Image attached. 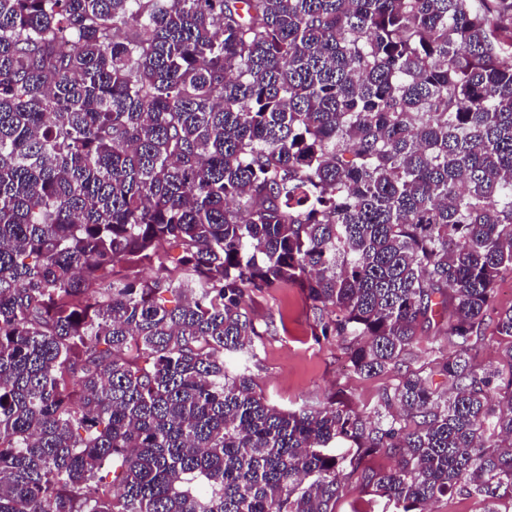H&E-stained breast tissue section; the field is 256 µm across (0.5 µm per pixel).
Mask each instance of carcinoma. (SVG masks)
Masks as SVG:
<instances>
[{
  "mask_svg": "<svg viewBox=\"0 0 512 512\" xmlns=\"http://www.w3.org/2000/svg\"><path fill=\"white\" fill-rule=\"evenodd\" d=\"M505 272L512 0H0V512H512ZM288 285L375 415L268 403ZM512 280L510 273H504L497 283L494 294V302L483 329L482 336L478 340L479 361L498 364L501 362V351L506 346L507 340L498 336L495 330V318L497 312L512 307V292L507 289ZM433 334L434 333L432 331H427L426 329L419 331V338L413 348V356L417 360V363H414V367H419L423 364L426 358L424 355L426 348L435 346L440 347L444 351L452 348V345L448 341V336H433ZM383 503L374 497L370 489L357 488L336 502L334 512H377ZM486 504L478 497L453 494L442 497L430 507V512H484Z\"/></svg>",
  "mask_w": 512,
  "mask_h": 512,
  "instance_id": "cac0c4a2",
  "label": "carcinoma"
}]
</instances>
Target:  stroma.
Segmentation results:
<instances>
[{"label": "stroma", "instance_id": "stroma-1", "mask_svg": "<svg viewBox=\"0 0 512 512\" xmlns=\"http://www.w3.org/2000/svg\"><path fill=\"white\" fill-rule=\"evenodd\" d=\"M248 310L261 333L253 372L271 404L296 409L341 391L355 409L378 408L388 378L347 371L335 337L321 335L303 291L288 286L254 292Z\"/></svg>", "mask_w": 512, "mask_h": 512}]
</instances>
